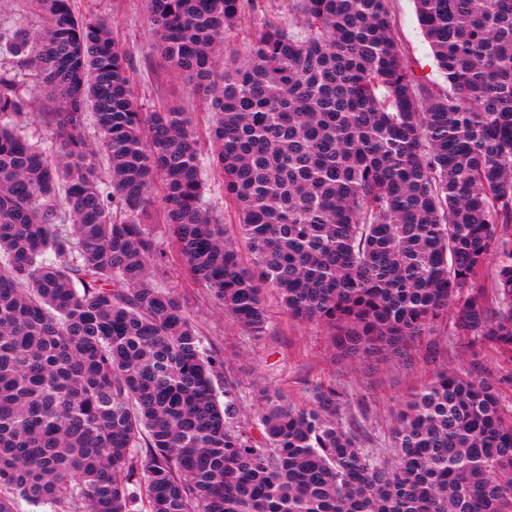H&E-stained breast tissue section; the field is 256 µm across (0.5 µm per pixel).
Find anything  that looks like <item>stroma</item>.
<instances>
[{
    "label": "stroma",
    "mask_w": 512,
    "mask_h": 512,
    "mask_svg": "<svg viewBox=\"0 0 512 512\" xmlns=\"http://www.w3.org/2000/svg\"><path fill=\"white\" fill-rule=\"evenodd\" d=\"M83 16L106 20L127 53L130 73L144 111L175 106L188 113L200 141H207L210 114L201 96L177 73L164 67L153 50L147 0H75ZM392 31L405 58L424 81L444 86L417 21L414 0H391ZM291 0H245L244 11L224 40V60L233 66L249 58L253 39L270 22L292 19ZM156 283L173 290L197 327L207 350L224 359V374L239 384L242 425L258 428L254 404L261 389L279 392L288 404L309 407L317 389L346 392L348 422L363 427L373 448L387 449L401 405L442 368L454 366L475 375L512 372L485 346L454 339L439 323L418 339L406 360L353 361L340 357L320 324L296 320L283 311L277 295L265 296L268 327L260 336L232 325L223 307L192 279L180 255L168 251L155 272Z\"/></svg>",
    "instance_id": "obj_1"
}]
</instances>
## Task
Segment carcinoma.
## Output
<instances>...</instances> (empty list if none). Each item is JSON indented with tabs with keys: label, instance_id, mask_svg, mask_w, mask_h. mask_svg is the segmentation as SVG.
Here are the masks:
<instances>
[{
	"label": "carcinoma",
	"instance_id": "obj_1",
	"mask_svg": "<svg viewBox=\"0 0 512 512\" xmlns=\"http://www.w3.org/2000/svg\"><path fill=\"white\" fill-rule=\"evenodd\" d=\"M26 2L39 28L0 17L16 60L0 71V512H512L511 375L438 371L398 412L391 457L333 387L308 408L262 391L256 437L237 383L218 400L223 359L154 283L166 254L142 228L159 211L254 336L272 291L351 359H406L448 317L512 364V0H415L445 90L409 66L390 0H294L301 25H267L234 67L220 50L242 0H148L160 63L210 102L207 165L185 113L143 111L106 21ZM42 92L49 145L25 133ZM207 173V196L211 199L213 206L223 218L224 225L226 226L227 230V235L236 241L237 247L244 255V258H246L248 256L247 250L244 241L239 235L237 226L238 220L234 205L224 200V193L222 187L220 186V182H222L220 175L217 172L210 171L209 168H207Z\"/></svg>",
	"mask_w": 512,
	"mask_h": 512
}]
</instances>
